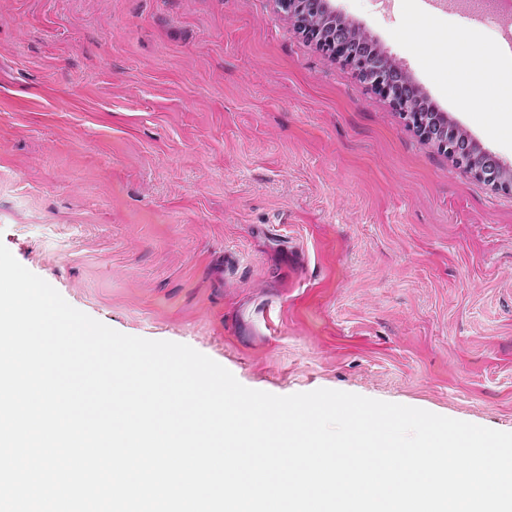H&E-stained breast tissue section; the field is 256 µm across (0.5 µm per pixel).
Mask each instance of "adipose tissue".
I'll list each match as a JSON object with an SVG mask.
<instances>
[{
	"instance_id": "adipose-tissue-1",
	"label": "adipose tissue",
	"mask_w": 512,
	"mask_h": 512,
	"mask_svg": "<svg viewBox=\"0 0 512 512\" xmlns=\"http://www.w3.org/2000/svg\"><path fill=\"white\" fill-rule=\"evenodd\" d=\"M455 83L461 86L460 104L484 113L489 103L506 100V90L512 87V72L501 69L496 53L480 51L476 46L456 44L449 52Z\"/></svg>"
}]
</instances>
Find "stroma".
I'll return each mask as SVG.
<instances>
[{
    "label": "stroma",
    "mask_w": 512,
    "mask_h": 512,
    "mask_svg": "<svg viewBox=\"0 0 512 512\" xmlns=\"http://www.w3.org/2000/svg\"><path fill=\"white\" fill-rule=\"evenodd\" d=\"M512 166L432 63L494 19L331 0ZM0 243L73 307L246 387L512 432V190L426 140L277 0H0Z\"/></svg>",
    "instance_id": "35a3bbf8"
}]
</instances>
